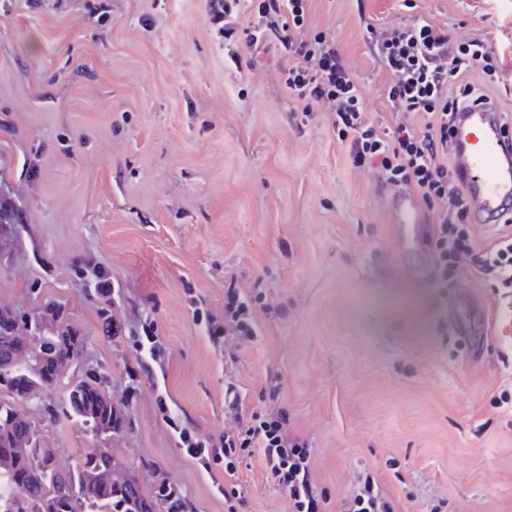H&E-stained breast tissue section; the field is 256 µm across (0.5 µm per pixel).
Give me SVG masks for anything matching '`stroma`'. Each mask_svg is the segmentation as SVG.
Here are the masks:
<instances>
[{"label": "stroma", "mask_w": 512, "mask_h": 512, "mask_svg": "<svg viewBox=\"0 0 512 512\" xmlns=\"http://www.w3.org/2000/svg\"><path fill=\"white\" fill-rule=\"evenodd\" d=\"M424 16L458 40L474 30L503 59L512 105V0H312L369 112L390 122L388 77L367 26ZM274 47L224 40L204 0H0V309L56 308L81 336L77 368L41 400H15L66 467L100 444L146 495L174 487L187 512H224L217 484L169 419L205 436L234 427L224 383L246 406L273 397L313 446L312 472L337 512L373 475L395 512H512V290L476 275L436 287L397 250L390 185L339 140L326 105L303 114ZM108 274L109 301L83 286ZM271 305L235 364L193 317L224 314V285ZM469 292L493 325L481 359L452 327ZM157 326L159 354L130 333ZM91 380L126 414L95 440L70 417ZM247 512H291L259 456L244 460Z\"/></svg>", "instance_id": "stroma-1"}]
</instances>
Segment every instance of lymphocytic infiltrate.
<instances>
[{
  "label": "lymphocytic infiltrate",
  "instance_id": "obj_1",
  "mask_svg": "<svg viewBox=\"0 0 512 512\" xmlns=\"http://www.w3.org/2000/svg\"><path fill=\"white\" fill-rule=\"evenodd\" d=\"M259 19L247 33L253 54L278 43L292 62L280 82L302 101L328 106L339 138L350 140L357 161L368 163L388 183L412 192L432 215V273L447 287L472 258L479 272L512 287V233L497 234L479 247L468 227L467 184L452 163L451 138L460 112L487 104L500 82L501 68L487 38L474 34L467 45L424 17L387 27H368L371 54L390 80L388 101L393 122H375L368 114L356 76L327 31L309 26L310 0H255ZM269 305L262 294H242L235 285L224 290V316H207V333L223 340L224 353L236 359L239 347L256 333L259 313ZM224 406L236 421L220 439L174 425L183 452L205 470L220 467L226 483L218 492L227 512L247 505L235 476L241 459L259 455L267 480L284 492L291 512H327L311 471L309 440L291 430L285 411L245 407L234 383L224 386Z\"/></svg>",
  "mask_w": 512,
  "mask_h": 512
}]
</instances>
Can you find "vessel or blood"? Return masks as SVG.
<instances>
[{
    "instance_id": "obj_1",
    "label": "vessel or blood",
    "mask_w": 512,
    "mask_h": 512,
    "mask_svg": "<svg viewBox=\"0 0 512 512\" xmlns=\"http://www.w3.org/2000/svg\"><path fill=\"white\" fill-rule=\"evenodd\" d=\"M457 170L468 184V203L485 229H493L506 216L512 202V134L504 129L502 110L496 105H476L462 112L458 123ZM396 229L399 249L416 246V225L425 223L422 205L411 194L386 197Z\"/></svg>"
}]
</instances>
